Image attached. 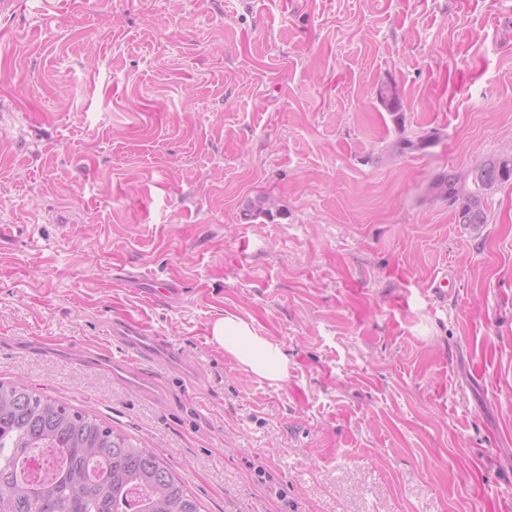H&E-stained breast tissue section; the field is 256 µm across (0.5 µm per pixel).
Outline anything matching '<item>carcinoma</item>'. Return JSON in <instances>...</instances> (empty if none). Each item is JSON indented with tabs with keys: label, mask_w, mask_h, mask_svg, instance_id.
Wrapping results in <instances>:
<instances>
[{
	"label": "carcinoma",
	"mask_w": 512,
	"mask_h": 512,
	"mask_svg": "<svg viewBox=\"0 0 512 512\" xmlns=\"http://www.w3.org/2000/svg\"><path fill=\"white\" fill-rule=\"evenodd\" d=\"M378 99L402 110L394 87ZM512 179V160L488 158L465 174H442L435 195L461 224H484L483 201ZM36 448L57 458L53 474L36 477L28 461ZM0 512H200L197 499L153 451L105 422L71 409L22 381L0 382Z\"/></svg>",
	"instance_id": "cac0c4a2"
}]
</instances>
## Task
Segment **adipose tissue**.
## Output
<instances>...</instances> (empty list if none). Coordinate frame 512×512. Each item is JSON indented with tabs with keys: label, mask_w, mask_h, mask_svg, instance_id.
Returning <instances> with one entry per match:
<instances>
[{
	"label": "adipose tissue",
	"mask_w": 512,
	"mask_h": 512,
	"mask_svg": "<svg viewBox=\"0 0 512 512\" xmlns=\"http://www.w3.org/2000/svg\"><path fill=\"white\" fill-rule=\"evenodd\" d=\"M212 341L254 376L278 383L288 377V358L282 348L260 336L242 318L227 314L210 326Z\"/></svg>",
	"instance_id": "1"
}]
</instances>
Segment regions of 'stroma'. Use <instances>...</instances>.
<instances>
[{
	"label": "stroma",
	"instance_id": "stroma-1",
	"mask_svg": "<svg viewBox=\"0 0 512 512\" xmlns=\"http://www.w3.org/2000/svg\"><path fill=\"white\" fill-rule=\"evenodd\" d=\"M0 31V380L202 512H512V181L477 234L430 191L512 158V0H18ZM227 312L286 380L210 343ZM126 317L202 384L161 359L150 401L98 367Z\"/></svg>",
	"mask_w": 512,
	"mask_h": 512
}]
</instances>
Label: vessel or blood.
<instances>
[{
    "mask_svg": "<svg viewBox=\"0 0 512 512\" xmlns=\"http://www.w3.org/2000/svg\"><path fill=\"white\" fill-rule=\"evenodd\" d=\"M112 339L123 352L122 359H115L109 352L100 354L101 367L109 371H118L134 379L141 395L148 399L157 398L160 387L153 378L143 374L144 362L170 357L171 345L167 337L148 335L144 329L130 321H113Z\"/></svg>",
    "mask_w": 512,
    "mask_h": 512,
    "instance_id": "obj_1",
    "label": "vessel or blood"
}]
</instances>
